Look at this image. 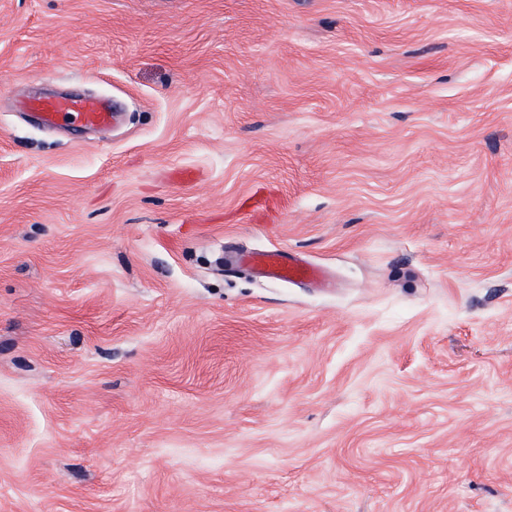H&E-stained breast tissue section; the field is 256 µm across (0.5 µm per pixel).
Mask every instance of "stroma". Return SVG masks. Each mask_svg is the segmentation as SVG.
I'll use <instances>...</instances> for the list:
<instances>
[{
	"label": "stroma",
	"mask_w": 512,
	"mask_h": 512,
	"mask_svg": "<svg viewBox=\"0 0 512 512\" xmlns=\"http://www.w3.org/2000/svg\"><path fill=\"white\" fill-rule=\"evenodd\" d=\"M0 512H512V0H0ZM42 122L47 126L68 121L72 116L89 126H105L112 122V112L94 98L71 100L64 98H42L35 103ZM257 262L262 266L268 277L275 280L293 281L314 277L317 268L288 260L281 252L270 251L259 256Z\"/></svg>",
	"instance_id": "35a3bbf8"
}]
</instances>
